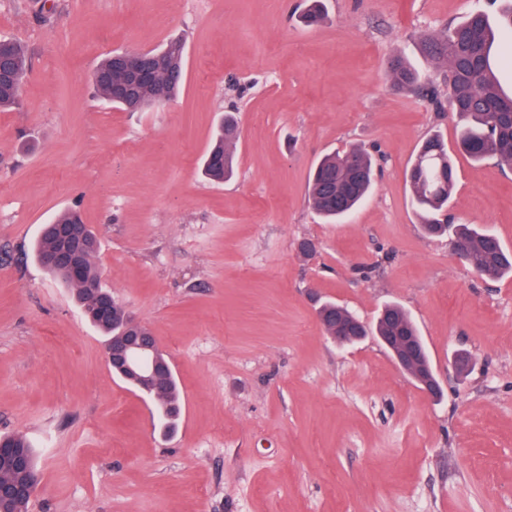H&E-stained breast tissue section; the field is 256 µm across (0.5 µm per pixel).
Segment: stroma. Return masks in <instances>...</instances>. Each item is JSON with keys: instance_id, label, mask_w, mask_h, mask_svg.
<instances>
[{"instance_id": "obj_1", "label": "stroma", "mask_w": 512, "mask_h": 512, "mask_svg": "<svg viewBox=\"0 0 512 512\" xmlns=\"http://www.w3.org/2000/svg\"><path fill=\"white\" fill-rule=\"evenodd\" d=\"M488 2L328 0L309 29L302 0H0V38L31 60L19 107L0 112V432L37 449L29 512H512V278L484 281L450 237L422 231L406 169L442 134L449 214L511 249L512 170L458 152L447 110L388 70L403 54L442 87L421 40ZM174 37L176 99L124 112L94 97L106 54ZM233 109L237 173L217 184L199 163ZM354 144L380 157L378 182L324 223L309 173ZM71 207L100 240L103 285L173 363L172 434L33 257L41 225ZM316 295L367 323L403 306L442 396L375 337L336 346Z\"/></svg>"}]
</instances>
